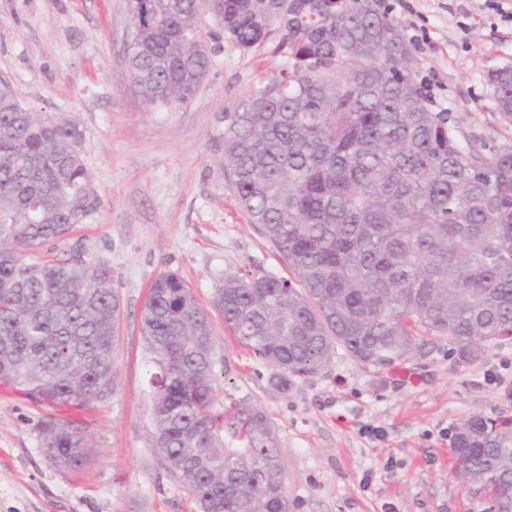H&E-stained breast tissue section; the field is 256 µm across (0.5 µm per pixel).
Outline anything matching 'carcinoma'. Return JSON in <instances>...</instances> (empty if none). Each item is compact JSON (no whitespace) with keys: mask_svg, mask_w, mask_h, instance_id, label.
Segmentation results:
<instances>
[{"mask_svg":"<svg viewBox=\"0 0 512 512\" xmlns=\"http://www.w3.org/2000/svg\"><path fill=\"white\" fill-rule=\"evenodd\" d=\"M133 87L154 107L189 102L207 76L196 27L259 46L282 31L279 75L224 125V177L295 280L230 274L211 307L287 390L336 348L374 367L439 340L463 357L512 336V149L462 143L412 77L410 45L380 0H133ZM512 120V69L489 75ZM78 126L44 117L0 85V385L52 407L88 408L114 385L122 315L112 270L74 255L28 262L99 206L68 158ZM142 335L157 448L200 512H290L277 437L238 405L226 448L214 411L209 309L177 274L151 284ZM51 463L74 471L92 448L72 421L47 420ZM458 473L512 508V421L473 416L451 439Z\"/></svg>","mask_w":512,"mask_h":512,"instance_id":"cac0c4a2","label":"carcinoma"}]
</instances>
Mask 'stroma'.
Returning <instances> with one entry per match:
<instances>
[{
  "label": "stroma",
  "mask_w": 512,
  "mask_h": 512,
  "mask_svg": "<svg viewBox=\"0 0 512 512\" xmlns=\"http://www.w3.org/2000/svg\"><path fill=\"white\" fill-rule=\"evenodd\" d=\"M497 0H382L413 53V77L460 141L485 156L512 148L490 73L512 68V21ZM210 71L188 103L147 105L133 91L125 0H0V79L35 111L76 123L100 197L97 211L52 246L103 261L122 319L113 391L89 409L57 408L0 386V512H198L156 447V368L142 336L148 289L180 274L203 305L225 276L288 277L261 225L224 178V115L276 77L281 29L243 51L201 12ZM216 403L259 406L284 460L293 512H485L455 471L450 439L474 415L512 418V339L462 359L441 342L380 369L336 350L288 390L213 315ZM77 421L93 456L79 471L50 464L39 427Z\"/></svg>",
  "instance_id": "obj_1"
}]
</instances>
